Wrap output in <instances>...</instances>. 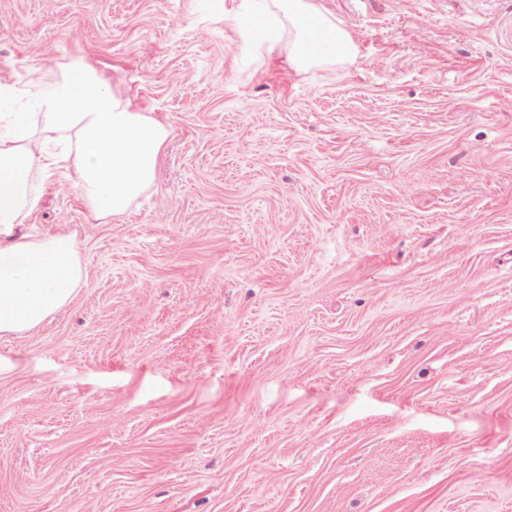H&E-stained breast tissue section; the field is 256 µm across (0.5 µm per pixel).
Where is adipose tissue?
<instances>
[{
    "label": "adipose tissue",
    "mask_w": 512,
    "mask_h": 512,
    "mask_svg": "<svg viewBox=\"0 0 512 512\" xmlns=\"http://www.w3.org/2000/svg\"><path fill=\"white\" fill-rule=\"evenodd\" d=\"M224 18L250 26L268 46L287 40L296 68H341L354 56L349 32L316 0H238ZM168 136L82 60L34 68L22 90L0 84L1 336L34 329L85 284L72 235L23 230L43 181L66 174L96 219H120L153 187Z\"/></svg>",
    "instance_id": "obj_1"
}]
</instances>
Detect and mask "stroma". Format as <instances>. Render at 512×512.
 <instances>
[{
    "mask_svg": "<svg viewBox=\"0 0 512 512\" xmlns=\"http://www.w3.org/2000/svg\"><path fill=\"white\" fill-rule=\"evenodd\" d=\"M0 0V82L82 59L169 130L86 284L0 338V512H512V0ZM224 19L249 25L274 48L288 30V61L294 68H341L354 57L350 33L315 0H239Z\"/></svg>",
    "mask_w": 512,
    "mask_h": 512,
    "instance_id": "obj_1",
    "label": "stroma"
}]
</instances>
